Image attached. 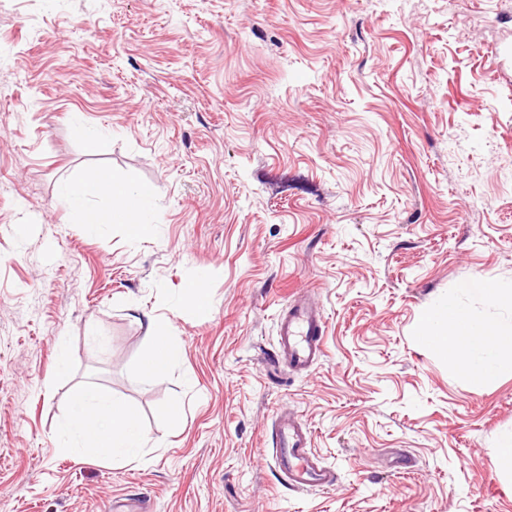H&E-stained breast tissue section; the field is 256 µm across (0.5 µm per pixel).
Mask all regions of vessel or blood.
Segmentation results:
<instances>
[{"mask_svg":"<svg viewBox=\"0 0 512 512\" xmlns=\"http://www.w3.org/2000/svg\"><path fill=\"white\" fill-rule=\"evenodd\" d=\"M326 318L307 296L296 294L283 307L277 323L276 360L289 371L302 373L324 354ZM276 464L289 483L301 489L334 486L333 473L310 450V431L287 412L277 416Z\"/></svg>","mask_w":512,"mask_h":512,"instance_id":"1","label":"vessel or blood"}]
</instances>
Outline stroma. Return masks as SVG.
I'll list each match as a JSON object with an SVG mask.
<instances>
[{
	"label": "stroma",
	"mask_w": 512,
	"mask_h": 512,
	"mask_svg": "<svg viewBox=\"0 0 512 512\" xmlns=\"http://www.w3.org/2000/svg\"><path fill=\"white\" fill-rule=\"evenodd\" d=\"M94 169L153 191L149 235L78 223ZM474 279L512 288V0H0V512H512V361L477 383L421 339L452 296L512 323ZM306 290L325 356L269 372ZM88 384L139 457L64 447ZM283 405L334 487L275 468ZM148 335L150 347L143 355L140 367L148 377H156L167 372L178 359L179 352L173 347L163 326L153 319H149Z\"/></svg>",
	"instance_id": "obj_1"
}]
</instances>
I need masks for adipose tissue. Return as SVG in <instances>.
<instances>
[{
  "label": "adipose tissue",
  "mask_w": 512,
  "mask_h": 512,
  "mask_svg": "<svg viewBox=\"0 0 512 512\" xmlns=\"http://www.w3.org/2000/svg\"><path fill=\"white\" fill-rule=\"evenodd\" d=\"M60 191L82 216L88 212L90 198L110 195L117 205L106 216V223L126 225L132 237L147 235L152 228L146 218L152 190H131L119 173L109 171L102 175L91 171L79 180L63 183ZM421 324L424 342L437 349L465 377L492 381L499 360L512 357V325L475 316L455 300L426 313ZM148 335L150 347L140 367L146 376L156 377L170 369L179 353L158 321H149ZM58 431L70 447L87 449L109 459L137 457L148 443L136 417L94 386L75 395L71 413L59 424Z\"/></svg>",
  "instance_id": "ef3b65f1"
}]
</instances>
